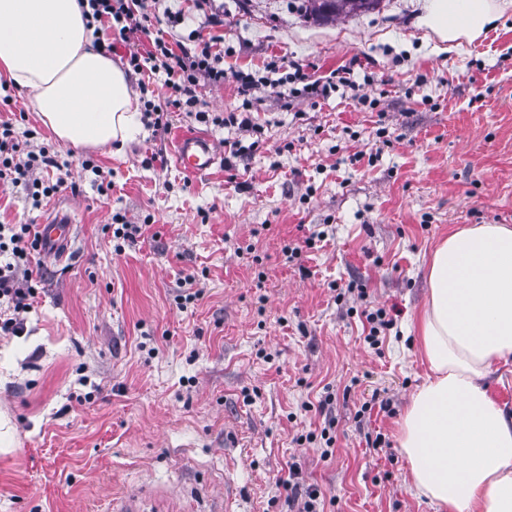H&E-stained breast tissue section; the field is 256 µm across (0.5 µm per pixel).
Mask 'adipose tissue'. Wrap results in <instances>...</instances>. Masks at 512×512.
I'll list each match as a JSON object with an SVG mask.
<instances>
[{
	"instance_id": "adipose-tissue-1",
	"label": "adipose tissue",
	"mask_w": 512,
	"mask_h": 512,
	"mask_svg": "<svg viewBox=\"0 0 512 512\" xmlns=\"http://www.w3.org/2000/svg\"><path fill=\"white\" fill-rule=\"evenodd\" d=\"M512 0H430L420 24L449 47L493 28ZM79 0H0V72L32 92L42 123L75 149L134 138L124 70L94 46ZM413 321L430 373L396 439L411 487L436 512H512V414L492 395L512 360V226L449 233L427 266Z\"/></svg>"
}]
</instances>
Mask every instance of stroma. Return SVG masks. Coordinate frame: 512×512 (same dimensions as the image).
I'll use <instances>...</instances> for the list:
<instances>
[{
	"label": "stroma",
	"instance_id": "obj_1",
	"mask_svg": "<svg viewBox=\"0 0 512 512\" xmlns=\"http://www.w3.org/2000/svg\"><path fill=\"white\" fill-rule=\"evenodd\" d=\"M300 4L203 0L192 14L223 35L225 70L269 80L247 97L229 78L197 89L199 110L247 112L252 136L178 111L168 133L75 150L31 94L0 88V120L65 165L40 171L65 184L38 201L0 184V224L72 218L63 257L39 259L23 333L0 334L13 431L0 512H113L122 497L150 512H290L277 480L293 464L324 512H435L395 438L428 375L409 318L450 230L512 225V10L451 49L419 25L427 0L329 23ZM291 66L301 80L280 85ZM330 80L328 96L302 92ZM186 131L231 168L184 174ZM115 215L146 232L117 244ZM380 309L393 324L373 346L365 315Z\"/></svg>",
	"mask_w": 512,
	"mask_h": 512
}]
</instances>
